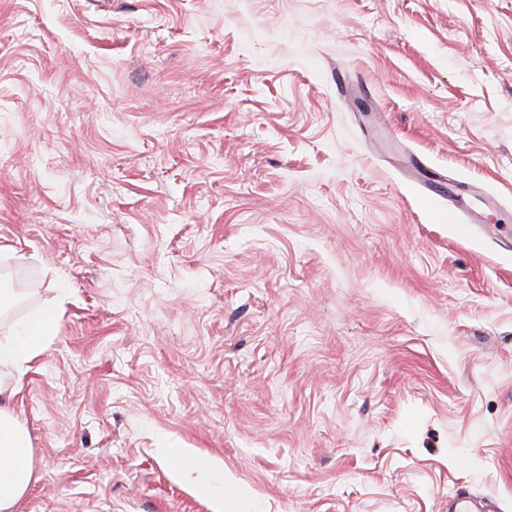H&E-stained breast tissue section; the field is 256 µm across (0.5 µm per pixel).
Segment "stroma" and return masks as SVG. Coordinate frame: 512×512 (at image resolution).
<instances>
[{
  "mask_svg": "<svg viewBox=\"0 0 512 512\" xmlns=\"http://www.w3.org/2000/svg\"><path fill=\"white\" fill-rule=\"evenodd\" d=\"M340 75L512 224V0H0L13 512H512V251ZM405 166V177L408 180L417 182L423 187L425 193L435 201L448 200V220L456 222L460 214H465L469 224H484L485 229L494 232L499 239L506 240L507 225L491 224L489 216L493 213H500L499 203L493 196L485 195L482 206L472 209L468 206V200L472 195L479 194L481 189L476 185H469L462 182L450 181L438 174L427 175L415 157H411ZM55 320L39 316L19 329L0 336L2 358L14 370V382L0 386V511L10 512L24 495L33 478L31 448L25 431L14 416L9 402L21 389L27 364L39 354L44 340L51 335ZM493 507L490 499L483 498L481 501L467 492H459L451 500V508L448 512H492Z\"/></svg>",
  "mask_w": 512,
  "mask_h": 512,
  "instance_id": "1",
  "label": "stroma"
}]
</instances>
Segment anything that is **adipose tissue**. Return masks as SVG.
Wrapping results in <instances>:
<instances>
[{"label":"adipose tissue","instance_id":"adipose-tissue-1","mask_svg":"<svg viewBox=\"0 0 512 512\" xmlns=\"http://www.w3.org/2000/svg\"><path fill=\"white\" fill-rule=\"evenodd\" d=\"M54 324L53 317L41 316L0 333V359L14 370L13 384L0 386V512H12L33 478L30 443L9 402L20 391L28 363L39 354Z\"/></svg>","mask_w":512,"mask_h":512}]
</instances>
